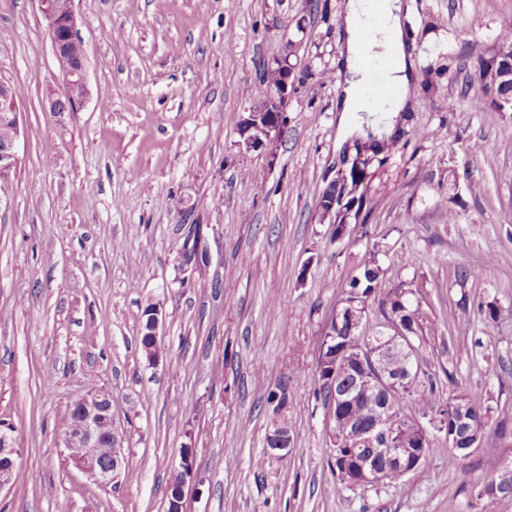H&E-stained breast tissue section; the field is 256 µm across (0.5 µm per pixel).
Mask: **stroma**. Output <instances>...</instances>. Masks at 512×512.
Segmentation results:
<instances>
[{"label":"stroma","instance_id":"35a3bbf8","mask_svg":"<svg viewBox=\"0 0 512 512\" xmlns=\"http://www.w3.org/2000/svg\"><path fill=\"white\" fill-rule=\"evenodd\" d=\"M343 0H75L87 98L63 95L39 0H0V80L19 85L18 164L0 207V426L20 450L0 512H166L182 449L184 512H512L473 490L512 463L489 435L436 453L404 484H343L315 398L327 323L366 252L424 312L425 372L512 426V110L482 96L512 0H411L415 87L375 155L350 232L321 199L357 155L343 141L336 71ZM296 90L268 149L240 144L263 68ZM205 253L183 267L184 247ZM477 278L458 283L461 266ZM495 303L497 321L478 308ZM161 312V351L141 345ZM287 383L292 405L269 396ZM112 397L125 461L101 486L58 423L89 389ZM288 428L286 450L266 438ZM149 307H150V305H148L145 308L143 314L146 313V311L148 310ZM159 315H160L159 309L156 306H152L148 310V317H147L148 318V322H147V335L148 336H145L146 330L143 329L144 332H143V336L141 338V344L143 346V349H144L148 359L157 355V352L160 349V347H158V344H155L154 341L149 338V336H151V338H153L156 342H159V339H160L159 330H160V323H161Z\"/></svg>","mask_w":512,"mask_h":512}]
</instances>
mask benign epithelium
<instances>
[{
  "label": "benign epithelium",
  "mask_w": 512,
  "mask_h": 512,
  "mask_svg": "<svg viewBox=\"0 0 512 512\" xmlns=\"http://www.w3.org/2000/svg\"><path fill=\"white\" fill-rule=\"evenodd\" d=\"M45 27L52 34V49L60 56L67 43L80 39L77 17L73 8L74 0H39ZM512 45H498L484 67V80L489 83L512 81ZM86 59L77 58L71 66L60 72L66 90L63 96L52 101L55 112H71L83 101L88 93L85 80ZM292 68L288 58L278 61V82L262 97L260 103L251 107L247 116L239 121L240 144L247 150H258L272 144L281 135L286 121L285 105L288 95L295 91L291 80ZM0 122L14 128L13 136L0 142V171L13 167L18 161L16 151L20 136L19 107L14 93V85L0 82ZM366 310L356 301H342L331 315V322L337 324L346 319L351 325L361 329L364 325ZM411 350L412 342L407 332L398 323L386 324L384 336L368 335L361 352L350 356L344 351L328 366L323 382L333 394L342 398L364 388L386 399V408L396 403L403 389L412 385L420 374L419 368L407 371L403 376L396 374L389 362L388 355L394 349ZM72 416L67 429L61 432V442L69 456L96 483H112L116 471L121 467L124 455L120 451L122 437L112 414V402L104 392L88 391L71 405ZM331 440L342 448H370L386 460L385 468L377 469L371 459L360 463L359 482L363 484L380 483L389 470H404L402 459L407 456L406 448H383L381 444L395 436L396 426L370 429L333 426L327 419ZM116 449L102 456L101 449ZM19 449L15 448L12 435L0 429V487L11 478Z\"/></svg>",
  "instance_id": "7a95c632"
}]
</instances>
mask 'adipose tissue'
Returning a JSON list of instances; mask_svg holds the SVG:
<instances>
[{"mask_svg": "<svg viewBox=\"0 0 512 512\" xmlns=\"http://www.w3.org/2000/svg\"><path fill=\"white\" fill-rule=\"evenodd\" d=\"M405 0H347L340 17L337 110L340 125L354 140H372L391 134L400 112L405 111L413 82V62L405 51L403 19ZM374 45L381 58L390 60L388 79L398 94L387 106H365L360 95L367 74L361 64L367 45Z\"/></svg>", "mask_w": 512, "mask_h": 512, "instance_id": "obj_1", "label": "adipose tissue"}]
</instances>
